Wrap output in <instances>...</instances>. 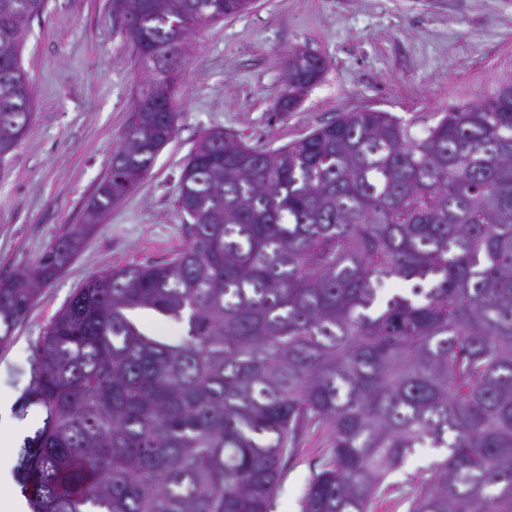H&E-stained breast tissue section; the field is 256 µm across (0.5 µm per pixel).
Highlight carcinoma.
Wrapping results in <instances>:
<instances>
[{
  "label": "carcinoma",
  "mask_w": 512,
  "mask_h": 512,
  "mask_svg": "<svg viewBox=\"0 0 512 512\" xmlns=\"http://www.w3.org/2000/svg\"><path fill=\"white\" fill-rule=\"evenodd\" d=\"M129 42L162 74L68 230L0 279V348L38 293L138 188L174 137L183 38L236 0H126ZM44 0H0V158L25 136L20 47ZM323 71L286 62L287 85ZM360 109L273 150L213 131L177 203L186 243L111 268L56 313L27 403L43 427L16 474L31 512H273L284 461L327 431L300 512H512V81L424 134ZM401 291L382 300L377 290ZM139 310L185 327L150 331ZM439 454L403 473L418 448Z\"/></svg>",
  "instance_id": "obj_1"
}]
</instances>
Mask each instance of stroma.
Returning a JSON list of instances; mask_svg holds the SVG:
<instances>
[{
  "instance_id": "obj_1",
  "label": "stroma",
  "mask_w": 512,
  "mask_h": 512,
  "mask_svg": "<svg viewBox=\"0 0 512 512\" xmlns=\"http://www.w3.org/2000/svg\"><path fill=\"white\" fill-rule=\"evenodd\" d=\"M299 50L321 57L325 69L296 108L282 112L284 64ZM22 58L34 117L0 160V277L33 266L83 223L123 142L133 98L153 78L112 0H44L24 32ZM183 58L174 138L0 348V397L10 402L0 427L17 436L10 457L43 424L24 399L35 345L56 312L106 269L164 261L184 246L179 177L202 136L221 130L275 149L364 107L409 120L422 135V117L478 101L512 79V0H253L247 11L193 31ZM326 439V431L312 432L287 465L274 512H300Z\"/></svg>"
}]
</instances>
